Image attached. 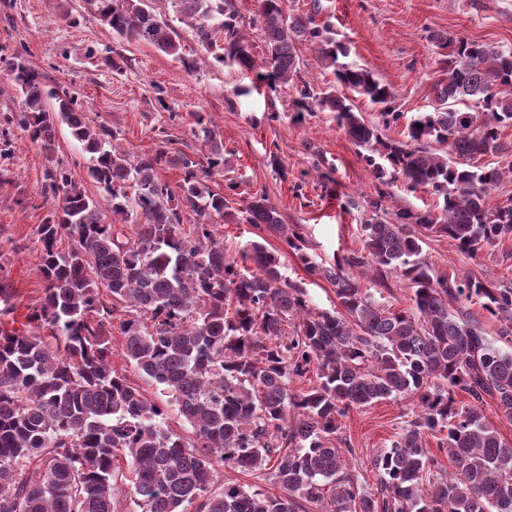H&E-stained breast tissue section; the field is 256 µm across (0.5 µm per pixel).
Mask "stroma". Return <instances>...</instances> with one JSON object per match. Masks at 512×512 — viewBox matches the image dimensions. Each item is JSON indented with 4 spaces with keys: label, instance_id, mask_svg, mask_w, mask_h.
I'll use <instances>...</instances> for the list:
<instances>
[{
    "label": "stroma",
    "instance_id": "1",
    "mask_svg": "<svg viewBox=\"0 0 512 512\" xmlns=\"http://www.w3.org/2000/svg\"><path fill=\"white\" fill-rule=\"evenodd\" d=\"M157 13L180 35L181 58L113 35L87 9L85 0H0V268L22 305L36 304L45 285L34 250L37 230L52 209L45 194L49 167L41 146L19 122L22 97L6 66L17 59L39 71L51 88L78 98L93 127L119 130L125 146L144 153L164 139L185 152L200 150L194 113H203L224 139V173L214 187L237 183L235 209L265 195L283 223L301 225L316 259L361 249L360 224L374 198L375 181L359 148L342 131L334 113L318 110L293 122L294 89L264 96L252 92L254 74L234 65L203 62V52L180 23L169 0H152ZM287 15L315 14L346 44L348 65L371 70L395 95L397 122L384 123L366 98L354 104L383 136L400 138L413 116L431 110L439 49L435 33H446L512 49V0H287ZM196 61V69L185 66ZM331 173L332 182L322 181ZM388 214L438 210L431 189H387ZM267 248L281 251L283 276L307 283L313 301L332 308L327 282L309 275L279 237L266 235ZM423 255L438 274L491 278L512 287V242L469 258L447 238H425ZM410 402L386 401L350 411L344 433L360 454L355 467L374 481L371 459L389 447Z\"/></svg>",
    "mask_w": 512,
    "mask_h": 512
}]
</instances>
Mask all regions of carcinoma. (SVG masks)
<instances>
[{"label": "carcinoma", "mask_w": 512, "mask_h": 512, "mask_svg": "<svg viewBox=\"0 0 512 512\" xmlns=\"http://www.w3.org/2000/svg\"><path fill=\"white\" fill-rule=\"evenodd\" d=\"M150 0H87L112 33L181 58L180 36ZM214 62L229 61L271 89L298 73V46L316 49L336 85L297 90L295 111L336 113L381 188L361 225L363 247L326 264L298 224L254 196L242 220L280 235L336 305H311L285 279L278 255L253 241L224 254L217 220L237 219L208 185L224 172V141L194 113L203 148L162 141L132 155L121 133L94 129L68 92L8 63L23 97L21 125L53 159L56 125L81 144L89 181L108 210L61 164L47 172L55 205L37 231L45 280L40 302L18 305L0 268V512H512V443L484 416L489 397L512 419V352L494 347L468 311L477 299L512 335V288L490 279L437 275L422 257L429 236L475 257L512 241V205L492 202L512 177V50L438 34L435 105L401 139H384L346 92L391 115L392 88L366 68L339 62L347 48L314 15L288 18L286 0H258L266 57L257 70L229 0H170ZM223 33V39L216 38ZM385 164L375 161L374 155ZM511 161L503 163L502 158ZM181 171L176 186L164 167ZM402 179L442 199L429 210L379 215L383 187ZM195 214L184 226L182 215ZM72 241L68 251L58 239ZM385 284L403 277L412 305L396 310L362 288L352 270ZM148 387L112 365V338ZM311 387L297 392L295 380ZM469 401L460 404L456 393ZM382 400L417 408L371 465L375 489L352 469L343 435L352 409ZM175 410L188 428L173 431ZM438 438L451 468L425 447ZM130 477L118 486L121 466ZM268 477L277 492L223 480L224 468Z\"/></svg>", "instance_id": "carcinoma-1"}]
</instances>
